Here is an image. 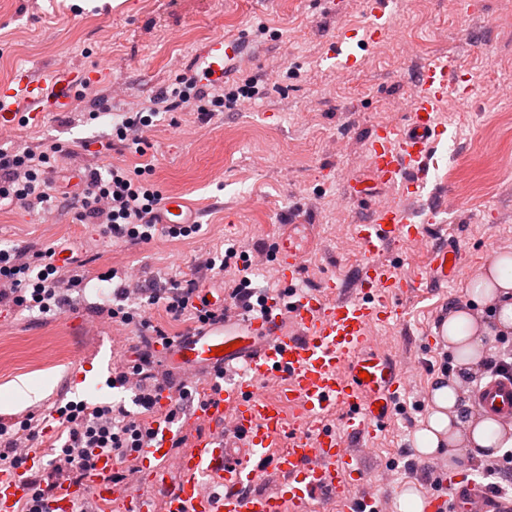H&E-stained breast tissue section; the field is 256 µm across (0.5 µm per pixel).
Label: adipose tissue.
<instances>
[{"label":"adipose tissue","mask_w":512,"mask_h":512,"mask_svg":"<svg viewBox=\"0 0 512 512\" xmlns=\"http://www.w3.org/2000/svg\"><path fill=\"white\" fill-rule=\"evenodd\" d=\"M512 335V255L493 256L479 271L466 306L452 312L441 326L442 340L460 369L451 378L436 379L429 390V414L415 435L417 456L431 459L475 448L492 459L497 449L512 448V422L490 414L476 415L467 403L464 374L476 373L485 360L489 332Z\"/></svg>","instance_id":"obj_1"}]
</instances>
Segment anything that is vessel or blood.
<instances>
[{"mask_svg": "<svg viewBox=\"0 0 512 512\" xmlns=\"http://www.w3.org/2000/svg\"><path fill=\"white\" fill-rule=\"evenodd\" d=\"M240 51L238 38H212L200 52V75L222 84L227 63ZM454 79L451 60L425 65L407 126H380L367 140L372 174L382 184L401 185L403 196L427 187L430 144L446 135L435 112ZM76 84L69 68L57 71L49 88L36 77L17 74L0 86V124L12 121V100L23 103L32 120L42 112L67 111ZM161 221L191 224L195 216L181 196L171 195L163 202ZM357 234L369 256L360 274V297L341 296L340 282L329 279L323 292L294 293L285 305L268 301L266 311L225 318L159 347L163 363L206 386L205 405L184 418L185 425L204 429L188 452L171 456L175 433L160 428L152 444L134 454L132 485L111 482L113 460L103 455L80 483L58 488L45 503L46 512H71L75 500L86 498L112 502L116 512H316L315 501L324 492L345 499L346 512H384L380 498L349 492L343 475L353 459L352 439L385 427L411 373L410 366L373 349L372 330L389 321L390 299L403 286L380 254L397 237L417 238L422 230L400 205L388 203L375 207ZM274 254L282 283L293 286L302 246L281 234ZM458 267L452 247L439 248L431 251L424 277L448 282ZM474 400L492 415L512 420V377L478 386ZM338 411L342 426L327 425ZM283 438L288 444L281 449L277 443ZM172 468L178 473L174 484L168 481ZM270 473L275 482L261 488ZM145 482L166 487L161 501L135 493ZM448 492L456 512H512V497L493 494L473 480L450 482ZM31 495L26 469L0 479V512H15L17 502Z\"/></svg>", "mask_w": 512, "mask_h": 512, "instance_id": "b4317fda", "label": "vessel or blood"}]
</instances>
